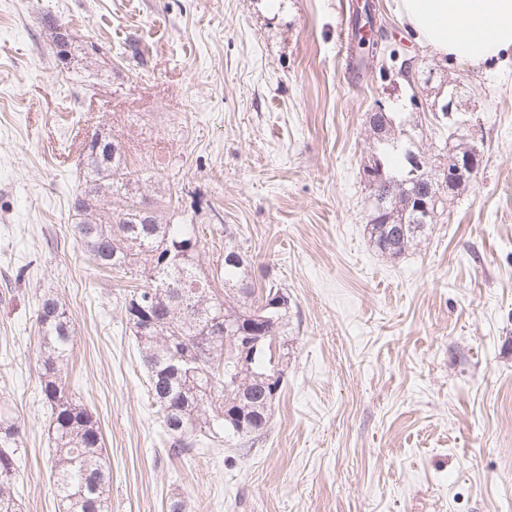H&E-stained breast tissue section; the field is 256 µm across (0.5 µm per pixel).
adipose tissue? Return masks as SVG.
<instances>
[{"instance_id": "ef3b65f1", "label": "adipose tissue", "mask_w": 512, "mask_h": 512, "mask_svg": "<svg viewBox=\"0 0 512 512\" xmlns=\"http://www.w3.org/2000/svg\"><path fill=\"white\" fill-rule=\"evenodd\" d=\"M417 39L476 66L512 52V0H396Z\"/></svg>"}]
</instances>
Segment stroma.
Segmentation results:
<instances>
[{
	"mask_svg": "<svg viewBox=\"0 0 512 512\" xmlns=\"http://www.w3.org/2000/svg\"><path fill=\"white\" fill-rule=\"evenodd\" d=\"M357 0H0V406L25 423L21 512H62L38 393L35 311L62 294L71 391L93 413L112 512H512V54L478 67L414 40L371 0L395 61L353 70ZM73 35L67 62L44 14ZM414 64V82L399 72ZM460 84L483 148L475 182L390 260L364 226L366 115L420 153ZM128 148L165 223L220 212L255 283L289 296L291 350L266 440L170 448L120 298L72 223L74 144Z\"/></svg>",
	"mask_w": 512,
	"mask_h": 512,
	"instance_id": "1",
	"label": "stroma"
}]
</instances>
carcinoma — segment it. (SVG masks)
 Returning a JSON list of instances; mask_svg holds the SVG:
<instances>
[{
  "instance_id": "obj_1",
  "label": "carcinoma",
  "mask_w": 512,
  "mask_h": 512,
  "mask_svg": "<svg viewBox=\"0 0 512 512\" xmlns=\"http://www.w3.org/2000/svg\"><path fill=\"white\" fill-rule=\"evenodd\" d=\"M358 62L383 54L377 42L364 46L351 33ZM382 134L375 138L376 162L383 167L369 183L372 209L365 231L376 251L396 260L421 242L443 213L448 200L432 167L418 169V153L403 142L404 129L378 117ZM82 183L71 198L78 241L93 266L131 274L142 281L123 295L126 324L135 337L146 370L148 393L159 419L178 451L203 441L224 442V426L241 418L251 426L239 436L255 445L268 431L272 403L265 394L267 378L283 389V356L272 360L257 352L246 363L224 356V333L216 317L244 332L254 325L272 329L280 343H288V295L275 307L254 306L250 263L236 244H224V253L205 270L199 256L215 224H164L151 211L148 198L154 174L128 166L126 152L110 133L95 130L84 139ZM418 186L437 196L427 223L417 222L404 209L406 191ZM153 309L150 332L140 333L135 303ZM36 323L40 333V396L50 406V454L55 492L63 512H110L109 467L102 434L93 413L67 389L65 362L74 345L68 306L49 291L39 300ZM22 425L18 417L0 408V512H20L14 493L20 474Z\"/></svg>"
}]
</instances>
